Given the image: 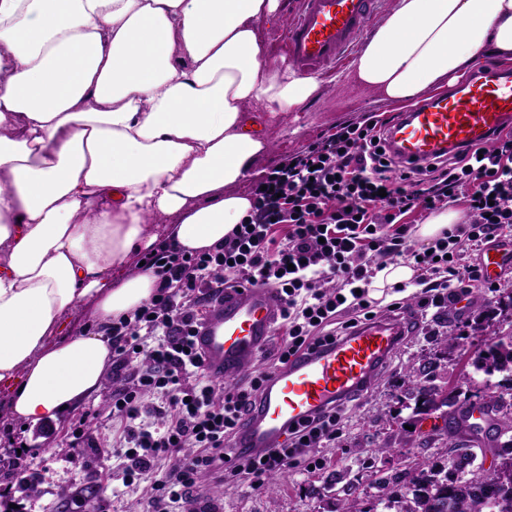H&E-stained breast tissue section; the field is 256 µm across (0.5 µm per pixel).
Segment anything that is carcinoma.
Wrapping results in <instances>:
<instances>
[{
	"label": "carcinoma",
	"instance_id": "cac0c4a2",
	"mask_svg": "<svg viewBox=\"0 0 512 512\" xmlns=\"http://www.w3.org/2000/svg\"><path fill=\"white\" fill-rule=\"evenodd\" d=\"M473 366L487 377L496 374L512 382V343L485 341L474 351ZM435 366L407 367L405 378L410 380L407 395L417 403L414 410L423 408H446L448 414H456V402L431 378ZM426 376V384L415 382V378ZM501 417L494 428L495 447L512 457V403L500 407ZM477 455L471 451L457 467L450 468L444 459L434 458L428 465L409 467L401 476L394 478L380 471L369 486L377 489L370 506L357 508L351 490L354 484L347 483L344 497L338 499L341 512H491L495 508L493 499L500 492L501 475L487 471L483 485L476 487L465 478L475 469Z\"/></svg>",
	"mask_w": 512,
	"mask_h": 512
}]
</instances>
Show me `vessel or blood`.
Here are the masks:
<instances>
[{
    "mask_svg": "<svg viewBox=\"0 0 512 512\" xmlns=\"http://www.w3.org/2000/svg\"><path fill=\"white\" fill-rule=\"evenodd\" d=\"M377 0H298L279 45L285 63L320 76L348 62L366 36ZM512 129V71L485 63L448 91L416 103L386 134L387 152L405 168L425 165L467 147L488 144ZM280 302L273 288L229 290L200 328L195 343L219 381L252 370L276 334ZM400 319L372 320L343 339L271 371L261 408L241 428L240 439L261 455L284 439L285 428L352 394L367 390L381 365L400 348Z\"/></svg>",
    "mask_w": 512,
    "mask_h": 512,
    "instance_id": "1",
    "label": "vessel or blood"
}]
</instances>
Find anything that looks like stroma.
I'll use <instances>...</instances> for the list:
<instances>
[{"label": "stroma", "instance_id": "obj_1", "mask_svg": "<svg viewBox=\"0 0 512 512\" xmlns=\"http://www.w3.org/2000/svg\"><path fill=\"white\" fill-rule=\"evenodd\" d=\"M350 72L345 66L321 77L318 96L288 111L274 110L268 103L248 104V111L265 114L264 134L271 144L270 152L257 158L254 176H261L289 155L335 133L343 123L359 121L369 112L388 116L402 111V104L386 101L377 92L356 85ZM510 290L512 262L498 270L491 287L461 293L460 303L449 304L416 330L384 365L375 384L345 405L340 437L313 449V456L323 461L321 467L293 469L281 483L267 482L259 491L244 478L228 485L219 475L206 474L200 479L198 508L211 506L216 512H334L333 475L350 472L355 458L372 457L374 448L382 444L405 447V438L391 434L385 421L392 416L409 419L402 370L405 365L416 364L418 356L432 348L436 338L456 336L460 347L459 352L442 361L441 372L453 381L469 374L476 386L485 384V376L470 362L476 346L469 329L476 316L475 302H495ZM69 436L70 423L66 420L26 428L21 438L35 448L24 460L28 480L9 491H0V512H149L145 487L123 491L121 477L110 473L106 464L93 455L68 458Z\"/></svg>", "mask_w": 512, "mask_h": 512}]
</instances>
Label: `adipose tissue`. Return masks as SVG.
I'll list each match as a JSON object with an SVG mask.
<instances>
[{
	"label": "adipose tissue",
	"mask_w": 512,
	"mask_h": 512,
	"mask_svg": "<svg viewBox=\"0 0 512 512\" xmlns=\"http://www.w3.org/2000/svg\"><path fill=\"white\" fill-rule=\"evenodd\" d=\"M279 0H0V389L24 424L98 398L112 321L154 294L125 269L157 236L223 244L271 145L245 106L290 110L320 82L270 64ZM512 57V0H398L353 78L393 102ZM92 300L93 331L62 336Z\"/></svg>",
	"instance_id": "obj_1"
}]
</instances>
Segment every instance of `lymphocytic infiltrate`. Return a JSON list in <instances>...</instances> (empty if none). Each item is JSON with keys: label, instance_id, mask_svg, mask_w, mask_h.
<instances>
[{"label": "lymphocytic infiltrate", "instance_id": "f902f5d3", "mask_svg": "<svg viewBox=\"0 0 512 512\" xmlns=\"http://www.w3.org/2000/svg\"><path fill=\"white\" fill-rule=\"evenodd\" d=\"M387 119L367 113L337 128L270 169L253 186L247 221L223 245L189 253L165 243L144 257L158 288L152 299L112 323L116 384L108 417L119 422L116 445L96 448L111 460L124 485L153 472L160 460L183 463L148 490L153 512H192L202 474L248 478L263 489L268 477L297 465L310 449L336 440L342 411L290 426L285 446L266 456L225 447L256 407L267 373L248 388L225 390L202 382L206 367L194 337L201 307L223 301L226 284L274 288L282 302L286 340L276 353L284 366L300 354L336 341L358 315L379 314L370 286L388 260L411 250L417 307L422 314L453 301L483 275L459 266L462 253L480 249L512 227V131L478 149L461 150L415 168L400 167L382 151ZM466 219L428 246L413 247V211L432 214L458 199ZM288 233L277 244L275 224ZM164 403H151L152 395Z\"/></svg>", "mask_w": 512, "mask_h": 512}]
</instances>
